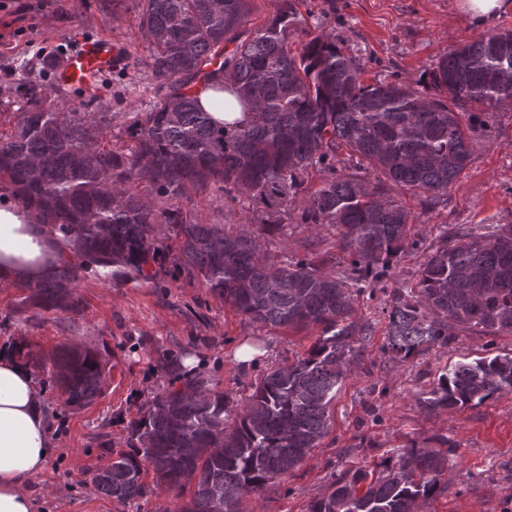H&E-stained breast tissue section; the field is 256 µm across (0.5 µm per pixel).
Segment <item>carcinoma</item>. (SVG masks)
<instances>
[{
  "label": "carcinoma",
  "instance_id": "carcinoma-1",
  "mask_svg": "<svg viewBox=\"0 0 512 512\" xmlns=\"http://www.w3.org/2000/svg\"><path fill=\"white\" fill-rule=\"evenodd\" d=\"M301 0H274L267 21L244 28L252 0H134L148 42L142 64L161 82L159 99L127 112L105 143L110 112L60 105L56 90L33 94L0 132V189L67 243L53 276L25 283L22 304L75 308L78 272L106 280H148L167 259L252 323L321 334L305 356L264 374L243 407L206 378L156 394L130 424V451L98 472L96 489L130 504L159 489L193 494L177 512H242L297 469L328 430V408L369 327L352 321L360 283L390 276L412 249L410 212L389 195L436 205L470 163L476 126L512 103V32L485 34L444 54L430 73L436 94L406 81L365 84L362 65L330 36L303 26ZM301 37L294 53L290 41ZM233 96L243 118L217 121L194 89ZM476 103L482 112L462 115ZM356 158L337 173L336 149ZM322 174L300 223L338 231L348 261L328 273L312 260L276 263L269 239L297 208L309 169ZM371 170L374 182L359 174ZM211 192L251 213L234 233L201 224L182 200ZM512 332V226L470 227L443 237L416 287L391 299L388 353L406 361L448 347L455 330ZM65 404L100 394L109 361L78 343L38 361ZM512 393V356L457 362L420 401L427 415ZM448 441L404 449L376 478L362 470L332 483L309 512H418L444 488ZM153 473V484L144 481Z\"/></svg>",
  "mask_w": 512,
  "mask_h": 512
}]
</instances>
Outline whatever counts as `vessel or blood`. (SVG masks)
<instances>
[{
    "instance_id": "b4317fda",
    "label": "vessel or blood",
    "mask_w": 512,
    "mask_h": 512,
    "mask_svg": "<svg viewBox=\"0 0 512 512\" xmlns=\"http://www.w3.org/2000/svg\"><path fill=\"white\" fill-rule=\"evenodd\" d=\"M124 61L120 46L107 39L81 41L58 74L60 86L85 85L98 75L119 67Z\"/></svg>"
}]
</instances>
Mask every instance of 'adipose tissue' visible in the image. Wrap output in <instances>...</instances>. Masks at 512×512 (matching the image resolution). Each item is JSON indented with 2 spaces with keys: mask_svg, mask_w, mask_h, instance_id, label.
Here are the masks:
<instances>
[{
  "mask_svg": "<svg viewBox=\"0 0 512 512\" xmlns=\"http://www.w3.org/2000/svg\"><path fill=\"white\" fill-rule=\"evenodd\" d=\"M66 253L26 209L0 202V280H40ZM57 448L31 372L10 350L0 351V512H36L29 484Z\"/></svg>",
  "mask_w": 512,
  "mask_h": 512,
  "instance_id": "ef3b65f1",
  "label": "adipose tissue"
}]
</instances>
